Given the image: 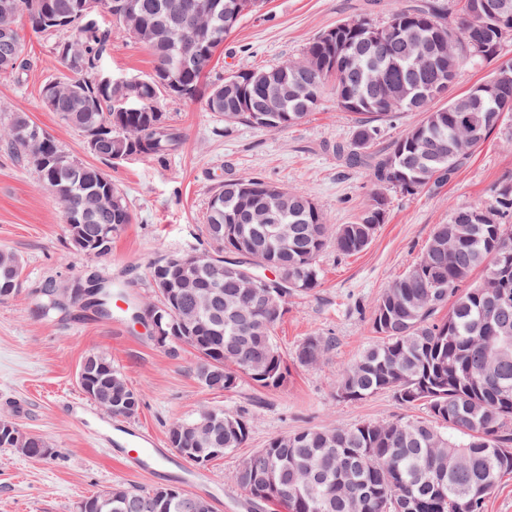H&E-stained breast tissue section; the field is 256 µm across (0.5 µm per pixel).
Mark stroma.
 Masks as SVG:
<instances>
[{"mask_svg":"<svg viewBox=\"0 0 512 512\" xmlns=\"http://www.w3.org/2000/svg\"><path fill=\"white\" fill-rule=\"evenodd\" d=\"M402 0H266L224 39L206 83L223 79L240 65H277L299 58L305 45L336 23L366 15L384 21ZM23 54L31 61L20 75L0 73V125L24 114L49 133L75 160L96 164L75 128L42 101V88L68 72L55 57L53 37L33 33L19 20ZM106 67L118 75H150V52L129 39L113 38ZM171 121L183 132L182 149L164 159L132 157L107 172L134 215L112 240L111 253L95 258L68 242L60 203L40 184L31 164L19 162L0 143V249L19 256V291L0 302V416L44 437L51 456L32 461L0 449V512H76L85 497L117 484L150 490L181 485V478L128 472L117 455L96 440L110 418L87 400L77 382L86 355L111 359L142 404L132 425L148 429L167 447L171 423L207 408L241 413L250 423L247 443L226 451L194 471L203 483L196 496L223 512H283L252 499L230 476L241 461L270 439L309 429L354 426L397 417H427L424 407H402L391 392L365 400L337 398V377L377 340L371 310L383 290L405 275L424 251L436 225L453 206L488 198L496 183L512 176V146L494 133L445 184L414 196L388 192V217L363 251L343 256L327 249L317 259V288L288 299V312L275 336L288 369L284 385L266 390L241 378L229 391H209L194 379V351L172 356L151 338L146 325L130 316L114 320L77 305L43 318L33 309L45 284L63 287L89 274L124 286L135 302L155 298L148 271L157 259L206 248L201 224L207 202L224 177L257 176L299 188L326 214L344 224L367 205L374 192L365 170H352L332 150L349 137L353 115L326 101L301 125L267 132L246 125L225 128L203 101L165 99ZM334 338L317 364L302 366L292 352L304 337ZM78 408H70L69 400Z\"/></svg>","mask_w":512,"mask_h":512,"instance_id":"obj_1","label":"stroma"}]
</instances>
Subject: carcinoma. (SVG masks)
<instances>
[{"label":"carcinoma","instance_id":"1","mask_svg":"<svg viewBox=\"0 0 512 512\" xmlns=\"http://www.w3.org/2000/svg\"><path fill=\"white\" fill-rule=\"evenodd\" d=\"M0 25L10 27L0 36V71L16 73L28 67L16 28L17 21L3 15ZM18 16L27 18L36 33L62 31L53 52L71 73L52 80L44 88L56 92L49 110L68 124L83 130L105 129L95 157L110 162L117 153L130 157L162 159L175 153L182 135L169 122L160 102L163 73L179 77L189 89L185 102L205 98L209 112L224 124H244L275 132L301 124L327 99L336 111L357 116L350 137L336 143V155L351 169H364L375 187L371 202L350 222L330 224L323 211L301 189H283L271 197L261 188L272 183L257 177H226L210 196L203 233L210 245L206 255L224 266L228 242L217 229L230 224L255 228L258 247L255 263L273 265L288 275L286 295L307 294L317 287L319 255L329 246L343 255L364 250L379 225L385 223L388 200L383 191L395 189L416 195L446 182L471 157L459 150L467 137L463 118L475 113L477 88L452 95L460 73L494 61L502 44L512 37V20L501 21L489 10L469 11L470 0H460L456 13L441 0L393 7L383 22L397 26L385 42L366 40L365 28L376 23L354 20L356 27L343 33L342 43H328L323 32L303 49L310 70L307 90L301 96L283 94L299 76L296 61L254 68L244 65L231 83L225 78L202 88L213 69L224 37L235 25H227L225 9L240 7L239 15L257 11L262 0H213L217 8L205 17L189 8L192 0H137L139 16L112 15L115 30H104L89 0H21ZM147 47L156 65L146 78L103 90L106 76L103 55L112 34ZM440 34L467 36L481 43L484 54L456 50L451 57L452 80L440 93L441 72L436 38ZM139 107L128 109L123 100ZM446 100L439 106L437 102ZM401 112H420V123L402 129L383 149H375L383 136V124ZM512 112V96L482 99L483 119L478 149L502 129L504 116ZM0 140L17 160L35 168L41 184L59 200L64 219L80 217L87 246L81 252L104 257L112 251V237L102 233L110 225L122 228L133 221L125 198L101 168L71 160L58 172L55 160L66 156L57 143L23 114L16 113L0 128ZM278 223L293 227L294 236L283 248L261 227L266 212ZM484 268L485 277L472 275ZM22 265L14 253L0 250V301L14 297ZM165 278L173 296L157 292L147 305L163 322H179L199 295L217 297L214 309L204 313L189 334L166 340L168 353L187 345L196 352L192 372L205 388L228 391L241 377L264 389H278L286 380L284 357L274 330L287 311V300L276 309L244 299L235 283L205 268L186 282L172 257L150 267L152 284ZM502 298L494 303L496 292ZM55 287L41 291L36 312L48 317L61 305ZM448 314L438 317L443 308ZM372 325L380 342L368 347L336 380V396L361 401L390 391L406 407H425L430 418L402 417L338 425L330 430H306L271 439L255 450L247 465L239 466L231 480L252 498L279 505L285 512H483L486 499L500 477L512 472V179L499 181L486 201L454 207L448 223L436 226L420 259L400 279L390 284L373 307ZM334 340L320 335L306 337L295 358L310 365L332 349ZM84 368L100 387V402L112 405V417L129 419L141 406V394L128 386L107 357L90 354ZM222 425L206 432H191L198 419L176 421L186 430L170 447L202 458L207 463L225 451L242 447L250 426L239 413L214 410ZM49 447L41 436L23 431L11 440L0 439V448L29 458H39ZM275 474V492L261 497L252 484ZM124 494L113 499L110 492ZM94 495L93 512H192L184 504L189 497L178 487L160 486L150 492L116 485Z\"/></svg>","mask_w":512,"mask_h":512}]
</instances>
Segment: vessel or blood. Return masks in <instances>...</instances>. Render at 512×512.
I'll return each mask as SVG.
<instances>
[{
  "label": "vessel or blood",
  "instance_id": "vessel-or-blood-1",
  "mask_svg": "<svg viewBox=\"0 0 512 512\" xmlns=\"http://www.w3.org/2000/svg\"><path fill=\"white\" fill-rule=\"evenodd\" d=\"M102 441L105 445L118 447L120 457L130 472L162 476L169 469L182 468L177 457L159 448L156 439L141 429L119 426L114 433L103 435ZM182 470L184 481L193 486L198 485L199 479L191 469Z\"/></svg>",
  "mask_w": 512,
  "mask_h": 512
}]
</instances>
